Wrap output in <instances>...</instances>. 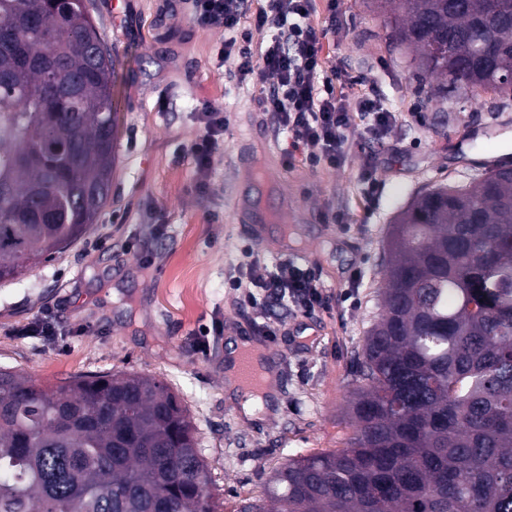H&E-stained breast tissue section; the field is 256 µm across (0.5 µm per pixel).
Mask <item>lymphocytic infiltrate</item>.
<instances>
[{
    "instance_id": "obj_1",
    "label": "lymphocytic infiltrate",
    "mask_w": 512,
    "mask_h": 512,
    "mask_svg": "<svg viewBox=\"0 0 512 512\" xmlns=\"http://www.w3.org/2000/svg\"><path fill=\"white\" fill-rule=\"evenodd\" d=\"M185 2L198 27L223 29L218 55L238 56L240 82L274 78L259 105L275 115L277 131L287 141L286 159L301 153L307 162L336 168L347 152L346 132L355 123H362L376 139L384 138L395 123V113L380 98L361 94L349 100L337 94V86L352 84L353 79L344 71L324 69L322 48L328 31L311 23L315 0H264L254 26L270 31L271 36L258 48L251 38L239 35L246 0ZM197 119L204 133L193 144L192 154L200 177L197 188L203 191L208 187L213 157L224 144L227 118L223 110L205 100L198 105ZM247 284L278 299H289L304 314L322 302L317 274L311 267L286 263L271 270L256 265L249 271Z\"/></svg>"
}]
</instances>
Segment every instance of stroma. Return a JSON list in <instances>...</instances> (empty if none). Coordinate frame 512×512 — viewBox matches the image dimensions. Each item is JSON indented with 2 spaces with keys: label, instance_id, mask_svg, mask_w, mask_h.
Here are the masks:
<instances>
[{
  "label": "stroma",
  "instance_id": "obj_1",
  "mask_svg": "<svg viewBox=\"0 0 512 512\" xmlns=\"http://www.w3.org/2000/svg\"><path fill=\"white\" fill-rule=\"evenodd\" d=\"M114 62L117 112L112 190L89 232L54 261L0 283V367L54 383L75 374L134 372L168 382L184 400L210 473L217 512L262 498L288 459L345 447L357 387L352 360L381 313L385 243L394 216L419 192L463 184L512 165V92L438 93L391 38L371 0L319 9L335 22L325 69L360 78L395 113L387 138L347 133L337 168L285 161L287 143L258 99L268 84L239 85L236 57L218 58L220 29L191 21L181 0H88ZM224 110V146L209 190L194 185L190 148L202 135L198 100ZM378 158L365 199L361 159ZM344 211L346 224L326 216ZM264 221L262 240L252 227ZM315 266L321 306L259 313L230 287L251 259ZM51 324L50 336H23ZM273 351L271 406L246 420L225 392L232 337Z\"/></svg>",
  "mask_w": 512,
  "mask_h": 512
}]
</instances>
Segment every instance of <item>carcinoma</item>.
Returning a JSON list of instances; mask_svg holds the SVG:
<instances>
[{"instance_id": "cac0c4a2", "label": "carcinoma", "mask_w": 512, "mask_h": 512, "mask_svg": "<svg viewBox=\"0 0 512 512\" xmlns=\"http://www.w3.org/2000/svg\"><path fill=\"white\" fill-rule=\"evenodd\" d=\"M425 76L512 90V0H373ZM495 36L493 66L474 54ZM112 56L86 0H0V282L88 231L18 224L111 185ZM383 313L353 360L348 446L270 477L276 512H512V168L419 193L387 242ZM195 428L162 380L44 384L0 368V512H216Z\"/></svg>"}]
</instances>
